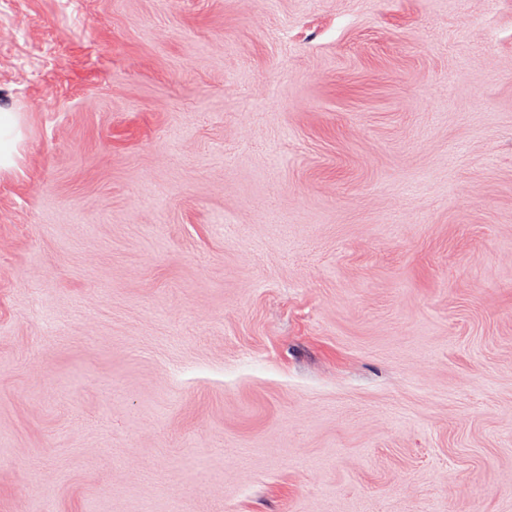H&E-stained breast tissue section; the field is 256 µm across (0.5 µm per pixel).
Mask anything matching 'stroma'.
I'll return each instance as SVG.
<instances>
[{"label": "stroma", "instance_id": "stroma-1", "mask_svg": "<svg viewBox=\"0 0 512 512\" xmlns=\"http://www.w3.org/2000/svg\"><path fill=\"white\" fill-rule=\"evenodd\" d=\"M0 512H512V0H0ZM0 168L13 165V153L21 139L19 117L16 112L0 110Z\"/></svg>", "mask_w": 512, "mask_h": 512}]
</instances>
